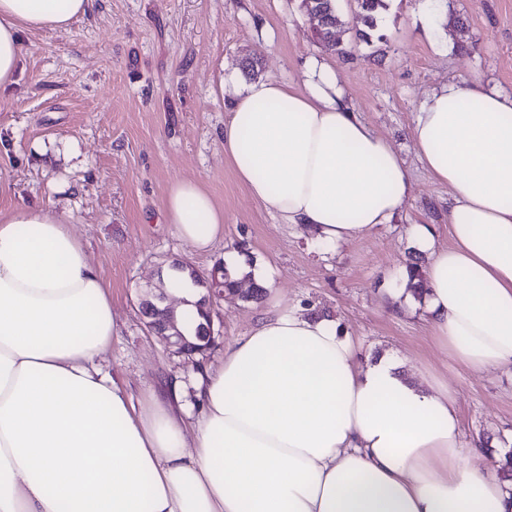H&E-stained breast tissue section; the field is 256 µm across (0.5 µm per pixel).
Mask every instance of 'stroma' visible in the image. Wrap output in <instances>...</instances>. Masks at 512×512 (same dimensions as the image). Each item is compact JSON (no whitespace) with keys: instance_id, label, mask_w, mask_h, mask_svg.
<instances>
[{"instance_id":"obj_1","label":"stroma","mask_w":512,"mask_h":512,"mask_svg":"<svg viewBox=\"0 0 512 512\" xmlns=\"http://www.w3.org/2000/svg\"><path fill=\"white\" fill-rule=\"evenodd\" d=\"M343 57L311 38L302 0H93L64 29H28L11 84L0 87V212L17 206L62 215L112 294L119 335L100 359L133 403L198 372L147 328L139 299L173 263L201 273L231 253L270 266L276 286L258 303L214 300L215 343L204 366L273 304L337 320L376 359L399 358L405 375L437 376L456 390L464 442L480 440L483 465L512 454V367L473 373L430 336L422 302L384 306L406 285L418 248L412 224L445 223L448 188L424 169L410 129L427 94L479 78L512 94V0H443L433 23L425 0H387L367 29L355 0H338ZM255 66L254 75L242 69ZM330 65L347 99L404 161L411 194L392 223L325 248L253 199L224 154L230 99L221 82L275 79L303 86ZM198 181L224 208V237L206 253L162 223L170 184Z\"/></svg>"}]
</instances>
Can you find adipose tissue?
<instances>
[{
	"instance_id": "adipose-tissue-1",
	"label": "adipose tissue",
	"mask_w": 512,
	"mask_h": 512,
	"mask_svg": "<svg viewBox=\"0 0 512 512\" xmlns=\"http://www.w3.org/2000/svg\"><path fill=\"white\" fill-rule=\"evenodd\" d=\"M90 0H0V86L23 30L64 28ZM224 154L284 223L342 244L388 224L411 184L391 144L346 102L335 71L303 88H234ZM411 136L450 191L449 246L411 235L429 261L432 338L470 371L512 366V96L480 79L427 95ZM164 219L209 250L224 210L173 182ZM112 297L66 221L0 213V512H512L496 470L473 465L454 389L407 380L390 356L361 363L334 320L274 305L194 383L135 408L104 374Z\"/></svg>"
}]
</instances>
